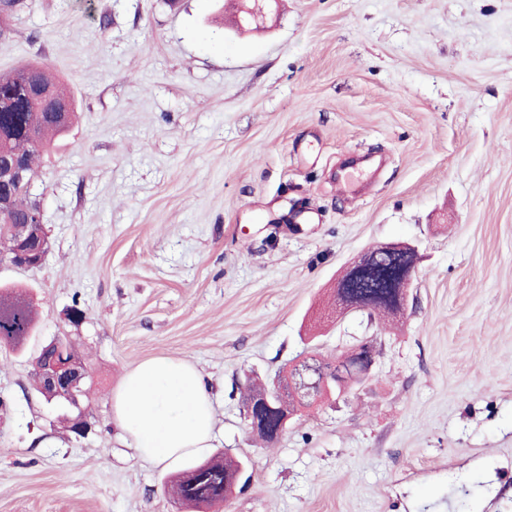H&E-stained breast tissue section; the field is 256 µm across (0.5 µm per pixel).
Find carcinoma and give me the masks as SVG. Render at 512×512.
I'll return each instance as SVG.
<instances>
[{
    "label": "carcinoma",
    "instance_id": "carcinoma-1",
    "mask_svg": "<svg viewBox=\"0 0 512 512\" xmlns=\"http://www.w3.org/2000/svg\"><path fill=\"white\" fill-rule=\"evenodd\" d=\"M15 77H0V161L21 155L25 157L28 175L34 176V166L40 153L51 138L63 135L69 126L54 122L47 106L31 101L26 94L28 87L39 86L57 92V84L46 79L27 75L24 69L14 71ZM0 191L11 194L12 216L25 220L30 216L33 201L30 185L14 188L5 184ZM396 263L393 258L367 257L362 261V273L351 280L348 292L359 299H368L373 309L389 311V299L396 294L398 280L395 278ZM37 311L29 295L18 288H0V346L22 350L27 337L36 328ZM326 368L339 366L345 378L351 379L362 369V359L350 354L341 362L334 358L320 357ZM295 410L294 395L289 390L277 396V410L261 417L257 436L263 442H273L276 417L284 411ZM245 462L225 453L187 466L169 482V495L181 507L211 509L224 503L233 493L236 481Z\"/></svg>",
    "mask_w": 512,
    "mask_h": 512
}]
</instances>
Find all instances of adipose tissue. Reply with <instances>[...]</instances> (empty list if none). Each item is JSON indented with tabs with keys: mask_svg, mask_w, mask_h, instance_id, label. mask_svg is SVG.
Masks as SVG:
<instances>
[{
	"mask_svg": "<svg viewBox=\"0 0 512 512\" xmlns=\"http://www.w3.org/2000/svg\"><path fill=\"white\" fill-rule=\"evenodd\" d=\"M112 412L139 455L157 463L203 453L215 437L205 377L179 358H154L128 372L112 397Z\"/></svg>",
	"mask_w": 512,
	"mask_h": 512,
	"instance_id": "ef3b65f1",
	"label": "adipose tissue"
}]
</instances>
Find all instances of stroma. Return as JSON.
I'll use <instances>...</instances> for the list:
<instances>
[{"label":"stroma","instance_id":"obj_1","mask_svg":"<svg viewBox=\"0 0 512 512\" xmlns=\"http://www.w3.org/2000/svg\"><path fill=\"white\" fill-rule=\"evenodd\" d=\"M232 14L0 12V74L41 63L77 112L33 178L44 263L0 264L39 312L23 350L0 347V512H177L192 457L142 459L111 412L161 356L205 374L215 451L249 461L220 512H512V0H278L243 35ZM383 242L418 249L404 313L330 310ZM56 336L93 372L83 438L34 389ZM364 341L366 379L255 441L250 381Z\"/></svg>","mask_w":512,"mask_h":512}]
</instances>
